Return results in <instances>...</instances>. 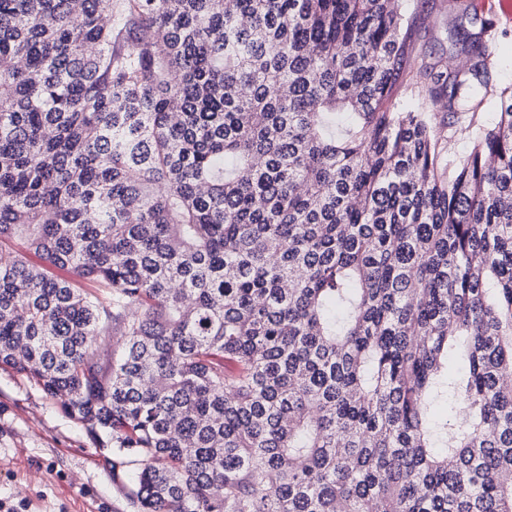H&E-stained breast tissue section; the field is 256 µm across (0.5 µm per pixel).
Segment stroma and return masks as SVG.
<instances>
[{
  "instance_id": "35a3bbf8",
  "label": "stroma",
  "mask_w": 512,
  "mask_h": 512,
  "mask_svg": "<svg viewBox=\"0 0 512 512\" xmlns=\"http://www.w3.org/2000/svg\"><path fill=\"white\" fill-rule=\"evenodd\" d=\"M470 13L490 19L488 52L497 86L512 85V18L496 0H465ZM416 18L420 59L446 48V0H407ZM130 478L112 466V451L15 369L0 367V512H137Z\"/></svg>"
}]
</instances>
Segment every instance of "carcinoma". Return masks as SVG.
I'll use <instances>...</instances> for the list:
<instances>
[{"label": "carcinoma", "mask_w": 512, "mask_h": 512, "mask_svg": "<svg viewBox=\"0 0 512 512\" xmlns=\"http://www.w3.org/2000/svg\"><path fill=\"white\" fill-rule=\"evenodd\" d=\"M413 31L406 0H0V243L41 261L0 248V365L139 512H512V86L459 0L466 66L412 83Z\"/></svg>", "instance_id": "obj_1"}]
</instances>
